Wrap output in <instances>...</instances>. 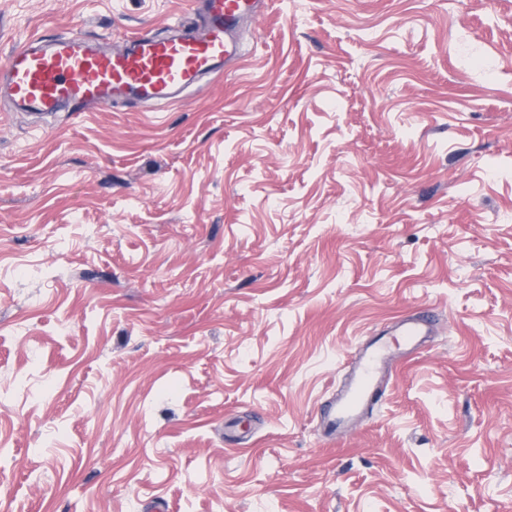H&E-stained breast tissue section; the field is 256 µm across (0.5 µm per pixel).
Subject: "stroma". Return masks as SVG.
I'll return each mask as SVG.
<instances>
[{
  "label": "stroma",
  "instance_id": "35a3bbf8",
  "mask_svg": "<svg viewBox=\"0 0 512 512\" xmlns=\"http://www.w3.org/2000/svg\"><path fill=\"white\" fill-rule=\"evenodd\" d=\"M189 10L0 0V65ZM240 42L161 110L0 99V512H512V0H274ZM433 323L428 314H418L406 318L400 324V336L404 345L416 346L421 336L431 335ZM385 359V347L376 342L362 352L354 367L353 377L337 394L330 410L322 416L329 435L347 432L358 415L382 397Z\"/></svg>",
  "mask_w": 512,
  "mask_h": 512
}]
</instances>
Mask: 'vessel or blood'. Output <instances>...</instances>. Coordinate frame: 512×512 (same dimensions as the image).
<instances>
[{
	"label": "vessel or blood",
	"instance_id": "1",
	"mask_svg": "<svg viewBox=\"0 0 512 512\" xmlns=\"http://www.w3.org/2000/svg\"><path fill=\"white\" fill-rule=\"evenodd\" d=\"M271 8L272 0H192L190 21L171 25L163 36H135L120 48L83 34L51 42L32 36L0 66L5 71L0 94L14 108L44 116L133 100L168 105L238 61L240 28ZM432 332L426 314L408 317L400 325L403 343L411 346ZM385 359V348L377 343L362 352L353 377L322 417L328 434L347 432L382 397Z\"/></svg>",
	"mask_w": 512,
	"mask_h": 512
}]
</instances>
